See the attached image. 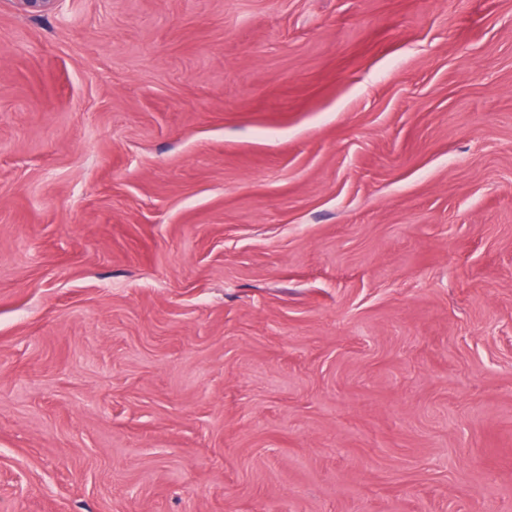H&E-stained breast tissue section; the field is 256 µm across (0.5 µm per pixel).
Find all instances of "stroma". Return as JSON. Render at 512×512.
I'll return each instance as SVG.
<instances>
[{
	"instance_id": "35a3bbf8",
	"label": "stroma",
	"mask_w": 512,
	"mask_h": 512,
	"mask_svg": "<svg viewBox=\"0 0 512 512\" xmlns=\"http://www.w3.org/2000/svg\"><path fill=\"white\" fill-rule=\"evenodd\" d=\"M0 512H512V0H0Z\"/></svg>"
}]
</instances>
